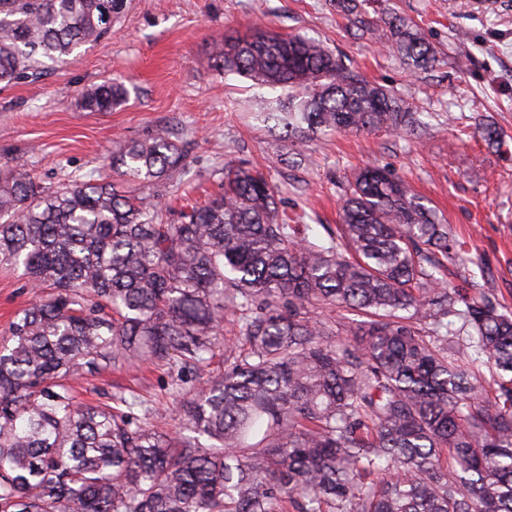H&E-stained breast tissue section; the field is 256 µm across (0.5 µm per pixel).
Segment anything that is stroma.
<instances>
[{
    "label": "stroma",
    "instance_id": "stroma-1",
    "mask_svg": "<svg viewBox=\"0 0 512 512\" xmlns=\"http://www.w3.org/2000/svg\"><path fill=\"white\" fill-rule=\"evenodd\" d=\"M374 35L358 36L334 0H127L105 41L81 47L70 63L41 81L0 87V167L28 159L47 184L75 175L111 176L110 159L125 142L164 133L189 151L188 164L162 200L172 209L218 189L224 164L267 169L282 208L328 242L354 169L379 164L405 178L463 244V262L448 280L468 277L512 308V0H368ZM416 22L444 60L410 73L387 46V21ZM324 43L365 79L409 102L426 134L385 130L287 142L293 164L280 163L269 132L253 121L249 80H224L212 44L255 25ZM124 82L125 102L86 112L80 89L105 79ZM494 122L500 147L475 135ZM37 294L22 269L0 266V335ZM171 373L146 363L74 380L85 402L104 394H137L153 405L152 424L173 433L181 421L167 393Z\"/></svg>",
    "mask_w": 512,
    "mask_h": 512
}]
</instances>
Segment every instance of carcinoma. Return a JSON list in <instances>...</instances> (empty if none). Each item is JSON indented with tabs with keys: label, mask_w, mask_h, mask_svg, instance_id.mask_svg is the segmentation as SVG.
Returning a JSON list of instances; mask_svg holds the SVG:
<instances>
[{
	"label": "carcinoma",
	"mask_w": 512,
	"mask_h": 512,
	"mask_svg": "<svg viewBox=\"0 0 512 512\" xmlns=\"http://www.w3.org/2000/svg\"><path fill=\"white\" fill-rule=\"evenodd\" d=\"M338 5L370 31L356 0ZM125 6L0 0V83L68 63ZM389 33L410 69L438 63L415 23ZM214 46L224 75L288 91L257 115L281 139L413 130L406 102L316 39L256 27ZM78 96L110 112L126 89ZM187 157L157 134L112 154L113 180L47 186L23 159L0 168V265L52 289L0 338V512H512V314L448 283V225L375 164L354 174L327 246L288 223L263 171L231 164L223 193L173 221L150 188ZM227 317L239 344L224 342ZM217 355L223 376L172 387L175 434L144 399L87 405L69 387Z\"/></svg>",
	"instance_id": "obj_1"
}]
</instances>
